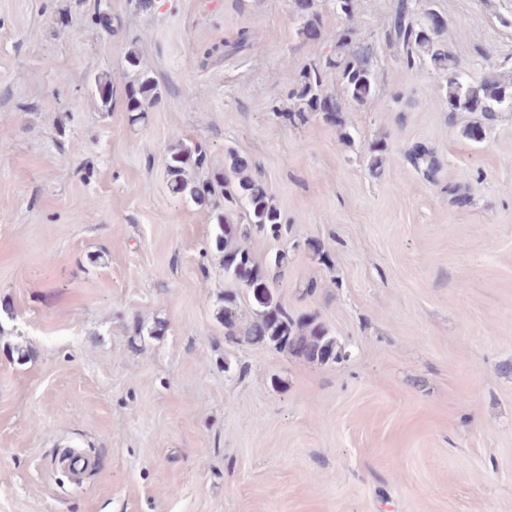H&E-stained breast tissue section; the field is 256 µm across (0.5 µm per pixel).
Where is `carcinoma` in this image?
I'll use <instances>...</instances> for the list:
<instances>
[{
    "instance_id": "obj_1",
    "label": "carcinoma",
    "mask_w": 512,
    "mask_h": 512,
    "mask_svg": "<svg viewBox=\"0 0 512 512\" xmlns=\"http://www.w3.org/2000/svg\"><path fill=\"white\" fill-rule=\"evenodd\" d=\"M314 0H296L301 24L298 34L311 40L323 31L319 15L313 10ZM355 0H336V11L344 16L346 26L336 31V57L313 61L308 64L302 80L290 93L296 100L288 119L306 121L305 113L321 112L325 119L339 122L345 103H367L376 93V73L371 65L374 46L368 37L355 26ZM447 24L428 6V0H396L390 22L385 31V42L397 51L398 59L407 68L426 67L446 77L445 98L449 112H477L482 120L466 125L462 134L469 140L487 133L489 123L497 114L512 111V77L487 72L474 80L462 64L448 51L445 36ZM331 70L336 71L339 90L331 95L325 90V79ZM135 95L130 99L128 111H144L143 102L154 96L153 80L136 72L130 84ZM206 150L202 144H188L176 139L170 144L161 162L167 176L169 192L197 205L213 206L212 196L221 191L224 200L244 204L243 222L239 223L222 214L216 224L215 245L224 253V277L247 288L255 306L254 317L242 330H236L235 299L224 296L221 317L229 335L239 336V341L252 344H271L307 360L325 362L338 358L335 342L325 327L312 316L294 317L278 300L273 286L272 270L282 267L286 254L278 253L266 265L255 261L244 241L254 234L282 236L283 224L280 210L265 183L253 175L250 160L235 152L227 153L224 176L219 189L200 186L190 177L192 168L204 164ZM411 165L430 181L437 180L442 163L435 152L421 144L406 151Z\"/></svg>"
}]
</instances>
